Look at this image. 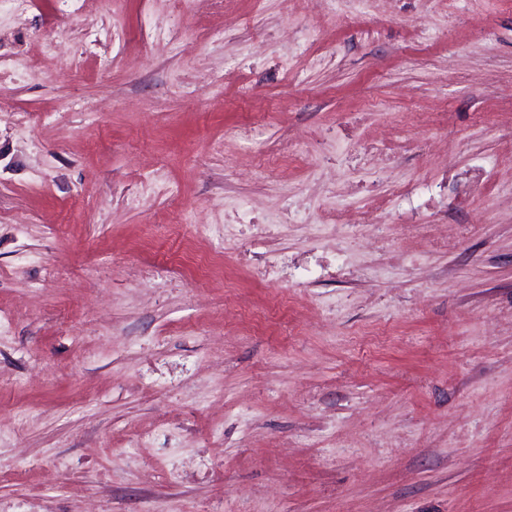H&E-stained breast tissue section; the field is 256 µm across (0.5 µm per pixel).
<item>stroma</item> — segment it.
I'll list each match as a JSON object with an SVG mask.
<instances>
[{
  "instance_id": "1",
  "label": "stroma",
  "mask_w": 512,
  "mask_h": 512,
  "mask_svg": "<svg viewBox=\"0 0 512 512\" xmlns=\"http://www.w3.org/2000/svg\"><path fill=\"white\" fill-rule=\"evenodd\" d=\"M0 512H512V0L0 6Z\"/></svg>"
}]
</instances>
